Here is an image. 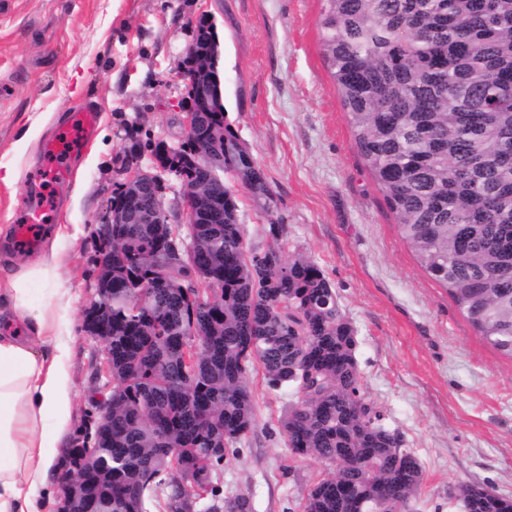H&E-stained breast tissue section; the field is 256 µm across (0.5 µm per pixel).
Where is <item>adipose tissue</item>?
Listing matches in <instances>:
<instances>
[{
    "label": "adipose tissue",
    "instance_id": "1",
    "mask_svg": "<svg viewBox=\"0 0 512 512\" xmlns=\"http://www.w3.org/2000/svg\"><path fill=\"white\" fill-rule=\"evenodd\" d=\"M0 278V512H37L40 490L58 483L62 430L74 392L70 310L57 252ZM41 285L44 298L33 305Z\"/></svg>",
    "mask_w": 512,
    "mask_h": 512
}]
</instances>
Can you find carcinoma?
<instances>
[{"label": "carcinoma", "instance_id": "carcinoma-1", "mask_svg": "<svg viewBox=\"0 0 512 512\" xmlns=\"http://www.w3.org/2000/svg\"><path fill=\"white\" fill-rule=\"evenodd\" d=\"M320 26L356 146L402 238L478 337L512 359V138L502 136L512 131V0H322ZM175 150L211 152L199 137ZM222 151L234 181L210 223L176 236L148 195L154 223L112 225V294L99 298L112 325V409L70 438L94 449L87 512L109 501L112 512H150L160 499L166 512H250L221 494L225 460L256 425L257 366L270 389L297 396L280 420L291 451L341 468L311 488L305 512L405 507L422 468L365 401L335 290L311 258L288 252L277 219L271 244L250 251L233 186L270 216L277 202L227 123ZM163 264L171 275L159 283ZM215 280V300L196 291ZM449 495L464 512L512 502L464 482Z\"/></svg>", "mask_w": 512, "mask_h": 512}]
</instances>
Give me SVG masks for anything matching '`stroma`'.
Listing matches in <instances>:
<instances>
[{"label":"stroma","instance_id":"stroma-1","mask_svg":"<svg viewBox=\"0 0 512 512\" xmlns=\"http://www.w3.org/2000/svg\"><path fill=\"white\" fill-rule=\"evenodd\" d=\"M202 16L218 36L226 121L274 192L288 249L314 259L335 288L356 331L365 400L420 461L410 512H463L448 496L460 482L512 499V359L478 338L401 239L323 59L321 0H0V165L19 172L0 182V224H20L27 184L56 163L43 144L75 113L96 109L110 141L90 167L80 143L49 194L54 223L69 227L59 246L74 336L67 431L112 391L98 371L102 345L83 328L94 231L131 147L145 169L155 144L185 140L183 51ZM30 126L37 137L20 145ZM237 197L248 247L265 250L267 215L245 191ZM249 383L257 423L224 464L222 495L246 498L251 512H303L331 467L287 445L280 420L294 391L268 389L258 368Z\"/></svg>","mask_w":512,"mask_h":512}]
</instances>
